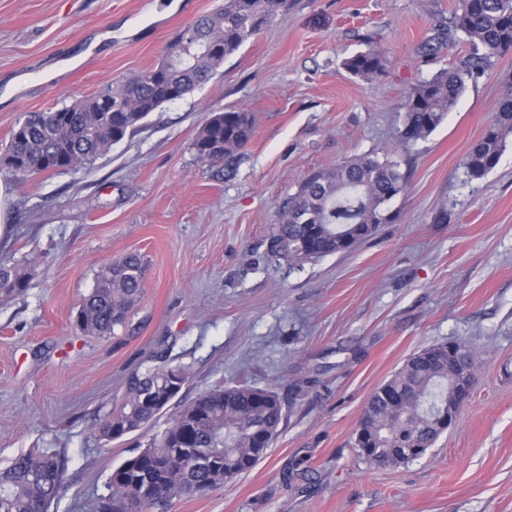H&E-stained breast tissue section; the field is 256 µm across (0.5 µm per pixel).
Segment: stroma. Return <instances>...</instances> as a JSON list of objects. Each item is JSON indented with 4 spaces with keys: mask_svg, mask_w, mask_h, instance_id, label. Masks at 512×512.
I'll list each match as a JSON object with an SVG mask.
<instances>
[{
    "mask_svg": "<svg viewBox=\"0 0 512 512\" xmlns=\"http://www.w3.org/2000/svg\"><path fill=\"white\" fill-rule=\"evenodd\" d=\"M224 0H0V152L18 119L156 66ZM459 0H285L201 90L164 104L93 165L16 183L0 260L27 281L0 298V467L33 448L66 461L48 512H96L108 478L179 408L218 385L273 388L281 431L251 470L147 512H512V136L472 180L465 162L512 80V52L466 81L456 107L400 153L405 194L353 250L275 261L268 240L301 181L384 156L409 91L473 53ZM374 40L384 74L345 58ZM250 112L229 163L191 145L211 113ZM137 251L145 293L116 335L73 314L106 261ZM483 348L469 401L427 454L373 466L352 446L370 395L413 353ZM167 365L188 381L145 429L97 426L128 377Z\"/></svg>",
    "mask_w": 512,
    "mask_h": 512,
    "instance_id": "35a3bbf8",
    "label": "stroma"
}]
</instances>
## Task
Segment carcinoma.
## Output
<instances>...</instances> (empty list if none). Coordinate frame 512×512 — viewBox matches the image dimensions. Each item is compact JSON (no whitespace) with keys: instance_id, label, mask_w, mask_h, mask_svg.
<instances>
[{"instance_id":"1","label":"carcinoma","mask_w":512,"mask_h":512,"mask_svg":"<svg viewBox=\"0 0 512 512\" xmlns=\"http://www.w3.org/2000/svg\"><path fill=\"white\" fill-rule=\"evenodd\" d=\"M284 0H224V5L190 28L194 39L182 52L183 66H160L103 88L91 97L50 112H30L12 129L0 158L21 181L41 173L92 165L124 140L150 112L168 102V92L186 96L207 85L224 60L238 52L270 21ZM453 26L482 51L460 68L442 69L407 95L395 146L380 161L368 155L344 161L305 178L280 213L268 251L288 261H306L343 251L342 240L359 242L376 226L396 218L390 203L404 194L408 178L392 156L426 139L444 121L465 88V76L481 74L491 59L512 51V0H460ZM343 66L371 80L384 72L383 49L370 40ZM483 135L469 148L467 175L480 179L498 164L512 134V82L493 105ZM254 134L249 113L226 109L212 114L192 143L201 161L220 152L233 158ZM145 261L128 252L105 262L75 315L89 334L113 335L126 326L144 290ZM27 281L0 261V297L22 294ZM470 341L437 343L412 354L369 397L354 447L368 462L393 467L423 457L448 430L438 423L458 417L461 406L448 359L478 363ZM188 373L158 366L133 375L120 406L99 425L110 442L147 427L180 393ZM283 421L277 392L248 383L211 389L182 406L147 448L124 460L108 479L109 493L97 512H144L168 506L184 493L234 481L252 469L276 439ZM64 489V463L54 453L31 450L0 468V512H48Z\"/></svg>"}]
</instances>
